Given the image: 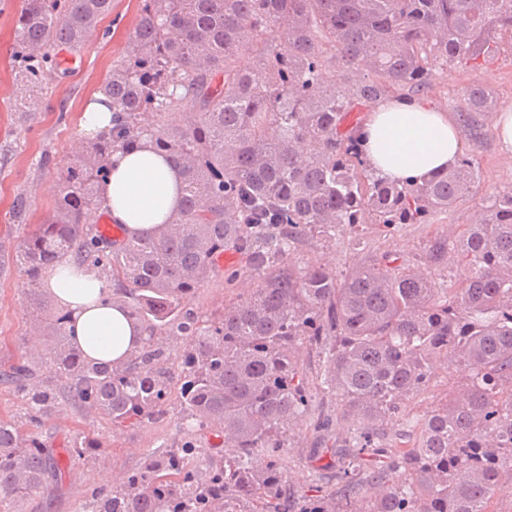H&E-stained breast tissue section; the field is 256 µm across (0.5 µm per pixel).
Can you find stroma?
Here are the masks:
<instances>
[{
    "label": "stroma",
    "instance_id": "obj_1",
    "mask_svg": "<svg viewBox=\"0 0 512 512\" xmlns=\"http://www.w3.org/2000/svg\"><path fill=\"white\" fill-rule=\"evenodd\" d=\"M21 5L22 0H0V368L48 345L47 340L35 339L30 331L33 301L12 261L23 236V226L11 220L12 203L17 195L27 198L28 223L32 225L51 213L58 195L59 171L84 143L79 126L82 107L108 78L138 16V0H112L111 13L87 40L69 75L53 84L37 117L23 123L12 110V27ZM475 83L494 92L498 110L487 113L481 129L460 131L463 149L473 151L479 163L480 182L472 197L435 215L427 224H359L341 227L332 238H303L290 255L291 264L318 263L340 275L385 253L407 265L421 264L426 262L435 240L458 239L477 222L486 197L511 191L512 151L502 149L496 136V119L498 111L512 108V40L501 39L499 56L488 69L474 72L452 65L441 71L422 99L454 119L465 90ZM44 155L51 156L50 167H40L39 159ZM231 275L236 278L232 284L227 281ZM250 286L243 263L235 260L223 264L219 275L193 295L190 307L201 317H208ZM182 416L180 398L174 393L161 418L116 430L107 417L69 396H60L56 409L40 417L38 432L59 448L78 437L94 438L101 445L100 457L94 463L75 457L66 460L62 483L48 493L20 502V512H79L93 494L110 492L112 484L121 483L129 472L138 469L145 453L164 450L180 440ZM324 422L333 435L342 437L351 431L350 424L339 416L338 401L317 392L300 425L290 434V449L282 457L294 494L336 485L335 471H314L309 462L317 428Z\"/></svg>",
    "mask_w": 512,
    "mask_h": 512
}]
</instances>
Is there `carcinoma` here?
<instances>
[{
  "label": "carcinoma",
  "mask_w": 512,
  "mask_h": 512,
  "mask_svg": "<svg viewBox=\"0 0 512 512\" xmlns=\"http://www.w3.org/2000/svg\"><path fill=\"white\" fill-rule=\"evenodd\" d=\"M111 9L112 0H22L13 29L19 119L35 117L68 71L65 56L82 51ZM504 34L512 0H139L101 87L112 130L75 155L52 212L16 251L47 350L1 370L0 382L30 392L34 414L50 412L61 389L118 429L162 414L176 388L191 433L148 454L83 512H288L281 457L309 403L303 345L321 359L319 390L339 400L354 433L350 448L310 450L340 482L302 496L300 512H492L512 485V191L489 197L462 241L430 247L429 262L460 256L470 267L451 293L390 254L341 278L297 269L288 255L301 237L330 238L345 225L428 224L476 192L472 153L418 182L389 180L369 168L345 123L394 92L430 89L448 65L487 68ZM496 106L475 85L460 117L476 126ZM182 108L191 113L166 120ZM144 135L179 166L180 209L154 232L105 238L85 227L105 210L100 182L112 152ZM226 253L252 286L203 320L187 305ZM68 256L101 266L147 331L127 362L88 358L65 314L40 316L43 274ZM184 336L192 345L175 373L171 347ZM436 358L464 383L413 421L407 402ZM395 417L404 429L389 442ZM63 452L93 462L100 445L80 437L60 450L0 420V512H18L49 477L61 483ZM260 453L267 462L257 469ZM399 469L405 481L389 483Z\"/></svg>",
  "instance_id": "1"
}]
</instances>
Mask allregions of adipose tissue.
<instances>
[{"mask_svg":"<svg viewBox=\"0 0 512 512\" xmlns=\"http://www.w3.org/2000/svg\"><path fill=\"white\" fill-rule=\"evenodd\" d=\"M361 142L374 172L402 181L447 169L462 153L454 121L416 102H381L369 113ZM180 185L178 167L146 138L134 151L113 152L99 191L112 223L138 233L157 229L178 211ZM46 288L69 313L71 340L90 359L119 363L130 348L144 346L146 331L113 299L99 268L68 260L50 271Z\"/></svg>","mask_w":512,"mask_h":512,"instance_id":"adipose-tissue-1","label":"adipose tissue"}]
</instances>
